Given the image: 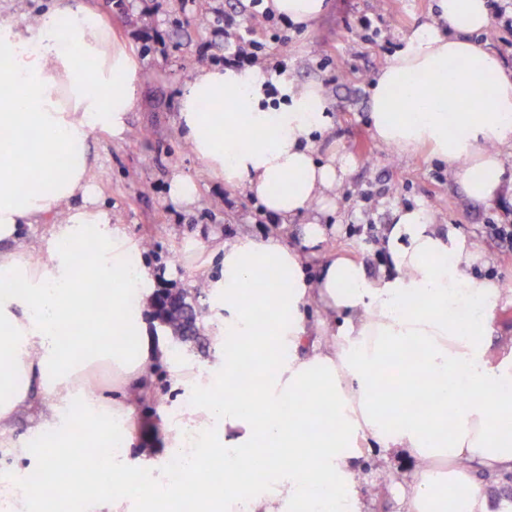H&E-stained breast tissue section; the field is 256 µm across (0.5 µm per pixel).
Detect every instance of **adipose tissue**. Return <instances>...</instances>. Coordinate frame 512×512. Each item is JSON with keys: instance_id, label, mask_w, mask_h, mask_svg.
<instances>
[{"instance_id": "obj_1", "label": "adipose tissue", "mask_w": 512, "mask_h": 512, "mask_svg": "<svg viewBox=\"0 0 512 512\" xmlns=\"http://www.w3.org/2000/svg\"><path fill=\"white\" fill-rule=\"evenodd\" d=\"M274 15L308 27L328 0H267ZM438 20L420 25L378 71L369 114L377 141L409 154L422 146L454 170L467 196L497 197L512 181L502 149L512 147V68L479 39L488 0H436ZM137 58L112 38L97 11L54 0L36 24L0 20V447L38 464L59 496L81 495L89 512H178L183 484L197 512H362L356 484L359 442L382 457L405 453L415 469L397 482L405 512H490L473 468L512 469V353L488 358L497 284L475 277V244L442 233L424 207L392 212L388 268L369 278L361 263L327 254L317 276L278 234L223 245L224 354L208 370H174L187 402L170 424L161 457L134 458L154 445L152 429L110 443L132 423L131 390H147L151 368L168 360L141 327L154 283L147 265L128 268L131 245L94 196L89 138L121 136L136 101ZM286 103L265 102L253 72L201 67L179 94L185 141L226 185L245 187L284 223L306 217L305 244L326 230L314 212L350 167L344 154L314 156L332 123L321 84L276 80ZM60 214L44 249L20 247L26 226ZM91 263L80 264L85 250ZM276 279H268V271ZM110 287L99 299L93 285ZM316 322H309L308 311ZM85 324L77 348L59 330ZM111 367L120 389L77 415L98 449L13 440L18 412L35 429L60 427L63 410L84 395L90 372ZM248 372L251 398H217L218 382ZM436 378L451 405L422 409L423 382ZM387 398H379L381 387ZM181 455L182 482L164 458ZM224 462V482L203 470ZM93 463L94 488L74 482Z\"/></svg>"}]
</instances>
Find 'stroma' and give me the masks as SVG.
<instances>
[{
	"mask_svg": "<svg viewBox=\"0 0 512 512\" xmlns=\"http://www.w3.org/2000/svg\"><path fill=\"white\" fill-rule=\"evenodd\" d=\"M84 2L103 15L115 40L142 63L126 133L116 138L97 131L90 144L97 155L96 196L111 206L112 220L135 243L137 259L152 266L156 290L174 294L192 289L200 278L221 279V259L206 249L216 241L231 244L275 231L289 245H303L301 221L285 226L269 219L253 195L214 178L180 135V87L196 68L223 65L224 41L214 30L226 13L260 42L264 66L288 71L301 82H321L330 101L332 125L317 138L315 153L323 157L337 150L352 164L341 189L330 196L331 210L322 215L327 233L316 253L347 255L362 263L369 277H376L386 261L382 240L393 209L428 208L440 232L456 228L482 252L473 274L494 280L502 290L493 311L491 356L502 357L512 347V250L502 248L489 230L493 224L512 230V194L472 200L447 163L434 158L428 148L412 156L390 155L387 146L373 138L368 123L375 74L421 23L432 20L435 0H330L328 12L307 29L253 18L248 0ZM489 5L491 24L481 39L512 66V29L501 19L512 11V0H489ZM201 16L207 17L206 25H198ZM177 173L196 181L194 203L171 200L169 185ZM223 315V293L211 292L203 334L189 342L168 335L155 316H148L150 336L163 342L171 357L169 366L155 373V395L140 402V418L160 422L169 408L180 407L170 365L195 370L223 354V347L212 339ZM360 464L365 512H403L394 484L412 467V460L401 455L385 461L377 450L368 449Z\"/></svg>",
	"mask_w": 512,
	"mask_h": 512,
	"instance_id": "1",
	"label": "stroma"
}]
</instances>
